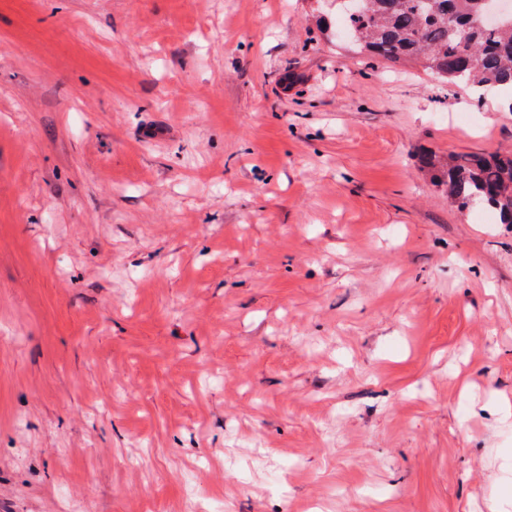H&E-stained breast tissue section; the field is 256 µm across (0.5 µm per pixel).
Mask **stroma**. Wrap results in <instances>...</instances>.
Here are the masks:
<instances>
[{
  "label": "stroma",
  "mask_w": 512,
  "mask_h": 512,
  "mask_svg": "<svg viewBox=\"0 0 512 512\" xmlns=\"http://www.w3.org/2000/svg\"><path fill=\"white\" fill-rule=\"evenodd\" d=\"M322 12L0 0V512H512V109ZM419 163L422 168H439V183L458 209L478 204L491 210L499 223L512 224V149L448 155L444 163L427 150Z\"/></svg>",
  "instance_id": "1"
}]
</instances>
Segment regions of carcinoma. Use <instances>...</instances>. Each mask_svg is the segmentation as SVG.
<instances>
[{
  "instance_id": "1",
  "label": "carcinoma",
  "mask_w": 512,
  "mask_h": 512,
  "mask_svg": "<svg viewBox=\"0 0 512 512\" xmlns=\"http://www.w3.org/2000/svg\"><path fill=\"white\" fill-rule=\"evenodd\" d=\"M482 11L483 0H361L356 13L342 12L336 22L370 58H414L449 84L512 90V19L485 26ZM419 163L439 169L458 209L478 204L512 224V149L450 155L443 163L427 150Z\"/></svg>"
}]
</instances>
